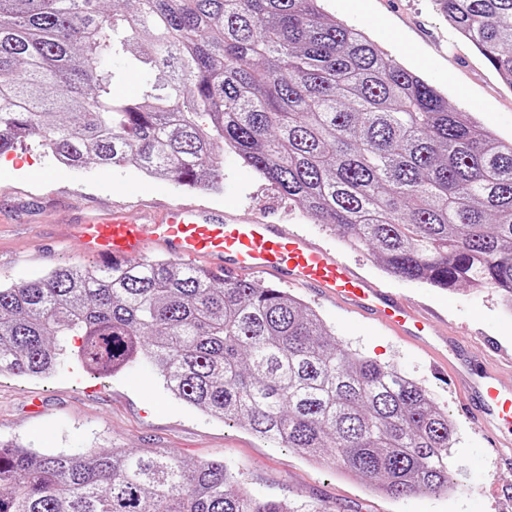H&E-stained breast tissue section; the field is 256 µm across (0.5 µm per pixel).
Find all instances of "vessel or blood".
<instances>
[{
  "instance_id": "vessel-or-blood-1",
  "label": "vessel or blood",
  "mask_w": 512,
  "mask_h": 512,
  "mask_svg": "<svg viewBox=\"0 0 512 512\" xmlns=\"http://www.w3.org/2000/svg\"><path fill=\"white\" fill-rule=\"evenodd\" d=\"M128 203L101 214L84 211L75 234L85 254L121 265L162 248L184 262L206 259L230 278L271 276L291 288H310L349 311L385 324L447 365L460 408L481 429L501 465L512 466V388L499 381L498 365L463 333L441 328L404 297L375 285L354 265L307 235L288 231L268 216L240 219L202 203L171 199L156 206Z\"/></svg>"
}]
</instances>
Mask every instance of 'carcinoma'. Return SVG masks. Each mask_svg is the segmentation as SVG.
Masks as SVG:
<instances>
[{"label": "carcinoma", "mask_w": 512, "mask_h": 512, "mask_svg": "<svg viewBox=\"0 0 512 512\" xmlns=\"http://www.w3.org/2000/svg\"><path fill=\"white\" fill-rule=\"evenodd\" d=\"M0 0V154L30 137L71 170L218 193L222 147L385 271L494 288L512 309V143L329 17L323 0ZM512 88V0H439ZM168 69L112 96V58ZM67 118L53 123L49 116ZM141 357L187 406L376 479L447 493L455 429L418 382L351 353L298 298L170 259L0 283V374ZM0 512H325L254 498L221 461L0 441Z\"/></svg>", "instance_id": "obj_1"}]
</instances>
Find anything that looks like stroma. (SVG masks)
Masks as SVG:
<instances>
[{"instance_id": "1", "label": "stroma", "mask_w": 512, "mask_h": 512, "mask_svg": "<svg viewBox=\"0 0 512 512\" xmlns=\"http://www.w3.org/2000/svg\"><path fill=\"white\" fill-rule=\"evenodd\" d=\"M324 7L328 15L362 29L393 59L417 71L445 95L449 107L471 113L500 138L512 141V89L459 35L437 0H324ZM220 161L224 187L217 194L94 166L64 168L59 178L36 185L32 173L53 162L36 141L22 143L0 155V281L19 283L59 266L92 264V257L83 255L80 242L68 234L75 220L73 201L82 197L105 213L122 203L120 185L131 183L147 204L168 193L189 202L230 205L241 215L267 214L360 264L380 287L446 311L449 323L472 344L490 340L512 355V310L502 305L494 289H440L389 274L368 251L348 249L332 225L301 213L236 153L221 149ZM297 296L349 349L395 368L428 390L455 426L449 463L453 491L389 498L359 475L308 461L297 449L184 405L163 388L145 359L107 377L74 363L45 379L0 374V438L71 455L85 453L96 442L114 448H163L188 465L221 461L256 499L318 500L330 512H512V481L496 486L495 456L487 455L482 434L461 412L457 393L433 375L427 354L343 305L305 290ZM36 398L42 402L38 411L32 407ZM478 454L486 458L479 471L472 465Z\"/></svg>"}]
</instances>
